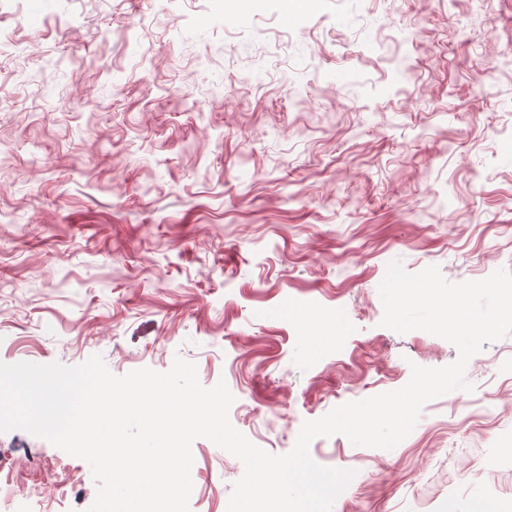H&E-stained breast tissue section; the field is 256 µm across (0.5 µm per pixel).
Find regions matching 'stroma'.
Returning a JSON list of instances; mask_svg holds the SVG:
<instances>
[{
    "label": "stroma",
    "mask_w": 512,
    "mask_h": 512,
    "mask_svg": "<svg viewBox=\"0 0 512 512\" xmlns=\"http://www.w3.org/2000/svg\"><path fill=\"white\" fill-rule=\"evenodd\" d=\"M0 362L196 364L232 425L289 452L304 422L457 348L382 326L391 261L512 273V0H0ZM469 390L353 470L331 512H512V334ZM190 512L243 463L192 445ZM0 512H87L89 464L0 433Z\"/></svg>",
    "instance_id": "35a3bbf8"
}]
</instances>
